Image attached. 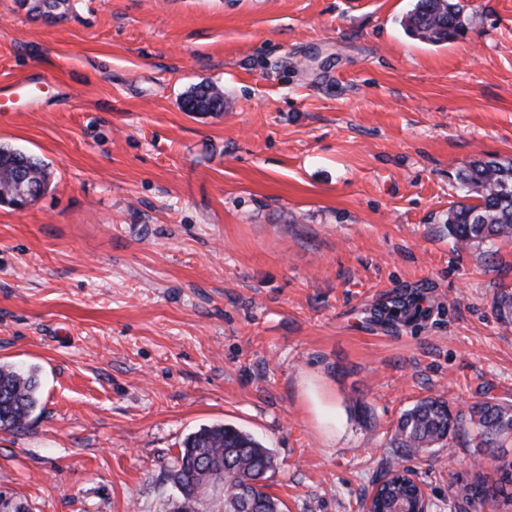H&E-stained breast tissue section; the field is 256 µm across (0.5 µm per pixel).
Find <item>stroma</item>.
I'll return each instance as SVG.
<instances>
[{"label": "stroma", "mask_w": 512, "mask_h": 512, "mask_svg": "<svg viewBox=\"0 0 512 512\" xmlns=\"http://www.w3.org/2000/svg\"><path fill=\"white\" fill-rule=\"evenodd\" d=\"M405 33L413 0H0V144L47 163L0 205V363L40 406L0 431L31 512H159L182 441L233 424L271 448L285 512H363L410 469L451 512L468 437L399 460L404 410L512 401V243L457 246V172L512 158V0ZM207 83L220 112L183 111ZM421 292L415 324L374 307Z\"/></svg>", "instance_id": "1"}]
</instances>
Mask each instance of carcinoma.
I'll return each instance as SVG.
<instances>
[{
  "label": "carcinoma",
  "instance_id": "cac0c4a2",
  "mask_svg": "<svg viewBox=\"0 0 512 512\" xmlns=\"http://www.w3.org/2000/svg\"><path fill=\"white\" fill-rule=\"evenodd\" d=\"M403 26L421 40L443 43L463 31L461 8L453 0H416ZM186 112L224 111V92L209 84L193 87L183 98ZM26 169L31 179L48 186L46 165L39 158L0 146V203L12 202L14 175ZM464 192L453 203L446 221L448 234L463 247L484 243L512 242V160L495 157L478 159L457 174ZM474 202H469V199ZM426 301L419 293H403L374 310V319L388 324L406 323L426 315ZM498 319L512 322V289L501 288L493 296ZM36 369L22 370L0 365V430L20 431L26 427L37 407ZM467 435L475 447L493 461L500 462L498 485L488 487L478 473L457 483L451 491L455 512H479L488 504L512 508V403L493 398L477 402L469 409L468 423L451 409L448 401L427 397L404 411L397 421L391 444L402 456H412L434 445L450 446ZM271 449L249 432L232 424L203 426L189 434L175 458L169 478L175 497L161 504V512H195L194 489L205 482L206 464L224 471V483L231 494L248 499L249 512H283L284 503L266 491L265 475L273 467ZM415 485L406 479L387 477L374 505L390 512L392 505L407 503Z\"/></svg>",
  "mask_w": 512,
  "mask_h": 512
}]
</instances>
